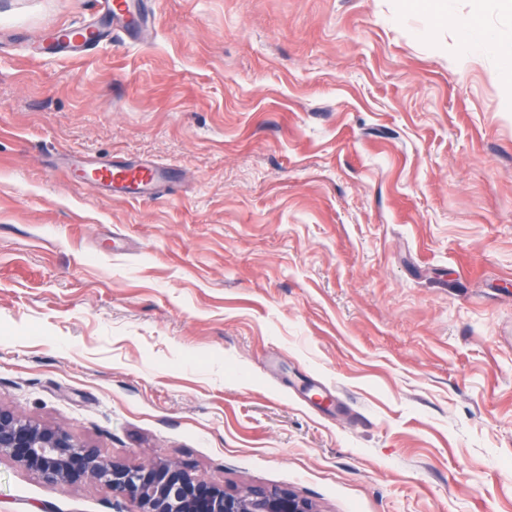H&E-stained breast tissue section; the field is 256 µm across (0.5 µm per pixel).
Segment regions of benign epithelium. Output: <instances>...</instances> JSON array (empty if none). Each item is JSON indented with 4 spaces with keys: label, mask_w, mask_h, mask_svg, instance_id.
Returning <instances> with one entry per match:
<instances>
[{
    "label": "benign epithelium",
    "mask_w": 512,
    "mask_h": 512,
    "mask_svg": "<svg viewBox=\"0 0 512 512\" xmlns=\"http://www.w3.org/2000/svg\"><path fill=\"white\" fill-rule=\"evenodd\" d=\"M6 456L48 484L96 480L135 512H316L314 504L280 488L229 491L194 478L179 465L158 462L131 467L108 460L63 429L23 419L0 406V457Z\"/></svg>",
    "instance_id": "1"
}]
</instances>
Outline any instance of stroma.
Masks as SVG:
<instances>
[{
  "label": "stroma",
  "mask_w": 512,
  "mask_h": 512,
  "mask_svg": "<svg viewBox=\"0 0 512 512\" xmlns=\"http://www.w3.org/2000/svg\"><path fill=\"white\" fill-rule=\"evenodd\" d=\"M0 0V406L318 512H512V89L402 0ZM149 158L118 199L63 155ZM0 512H113L0 458ZM132 0H96L99 17H108L123 29L143 33L140 15L134 10ZM58 30L51 33L49 36L51 42L62 45L63 48L58 52L87 53L89 50L98 46L104 39V32L97 18H92L90 21L84 23L81 29L71 31L72 34L67 36L66 40H60L56 37Z\"/></svg>",
  "instance_id": "obj_1"
}]
</instances>
